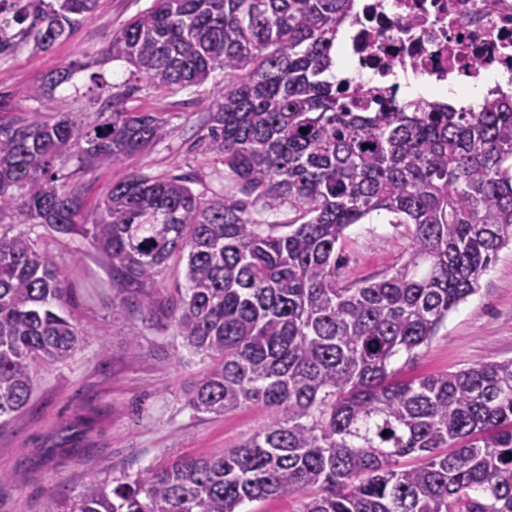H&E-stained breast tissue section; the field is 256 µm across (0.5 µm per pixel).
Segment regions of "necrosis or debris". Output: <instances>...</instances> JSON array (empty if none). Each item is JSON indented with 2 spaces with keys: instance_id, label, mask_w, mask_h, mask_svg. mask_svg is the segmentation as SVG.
<instances>
[{
  "instance_id": "1",
  "label": "necrosis or debris",
  "mask_w": 512,
  "mask_h": 512,
  "mask_svg": "<svg viewBox=\"0 0 512 512\" xmlns=\"http://www.w3.org/2000/svg\"><path fill=\"white\" fill-rule=\"evenodd\" d=\"M347 29L356 70L380 79H512V0H357Z\"/></svg>"
}]
</instances>
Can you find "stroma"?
Segmentation results:
<instances>
[{"label":"stroma","instance_id":"35a3bbf8","mask_svg":"<svg viewBox=\"0 0 512 512\" xmlns=\"http://www.w3.org/2000/svg\"><path fill=\"white\" fill-rule=\"evenodd\" d=\"M152 0H98L91 17L50 48L23 42L0 53V92L18 94V112H37L23 90L40 85L68 62L82 63L55 92L53 108L94 116L116 86L135 85L126 63L103 54L112 35ZM224 85L216 71L203 86L165 95L145 88L133 103L164 113L170 134L121 163L84 175L87 211L115 180L130 172L183 174L194 190L220 191L219 168L196 141ZM411 228L374 216L353 225L337 250L342 282L378 278L406 258ZM31 236L69 272V310L86 342L63 361L38 367L28 405L0 423V512H53L57 499L90 482L134 474L185 455H211L248 439L264 422L259 407L202 414L185 392L207 362L167 322L145 327L140 313L113 308L108 258L82 239L36 225ZM140 335L138 353L129 336ZM512 360V245L481 276L475 293L453 309L432 341L404 369L408 375L452 371L476 361Z\"/></svg>","mask_w":512,"mask_h":512}]
</instances>
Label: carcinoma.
Returning <instances> with one entry per match:
<instances>
[{
  "label": "carcinoma",
  "instance_id": "obj_1",
  "mask_svg": "<svg viewBox=\"0 0 512 512\" xmlns=\"http://www.w3.org/2000/svg\"><path fill=\"white\" fill-rule=\"evenodd\" d=\"M98 0H26L16 36L42 49ZM355 0H153L104 56L157 92L224 87L200 137L223 191L179 174L130 173L83 212V185L60 180L131 157L170 132L131 89L92 120L11 115L0 94V213L89 241L112 260L119 302L168 320L208 359L186 391L198 413L261 406L246 441L86 485L56 512H239L284 494L301 512H512V360L400 380L512 244V92L478 112L390 101L328 75ZM83 65L25 92L49 111ZM307 133H302V130ZM297 217L268 224L254 208ZM386 214L413 226L407 258L357 287L338 280L337 244ZM185 294L159 309L145 291L173 258ZM67 271L29 232L0 231V418L22 411L35 369L75 352Z\"/></svg>",
  "mask_w": 512,
  "mask_h": 512
}]
</instances>
